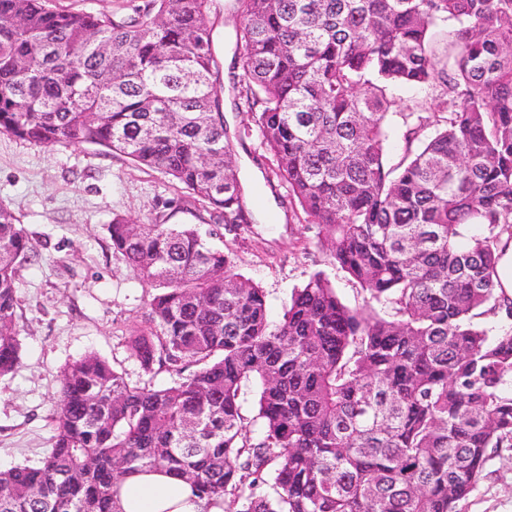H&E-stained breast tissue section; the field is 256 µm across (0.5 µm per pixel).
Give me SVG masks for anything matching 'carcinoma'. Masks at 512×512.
<instances>
[{"instance_id":"cac0c4a2","label":"carcinoma","mask_w":512,"mask_h":512,"mask_svg":"<svg viewBox=\"0 0 512 512\" xmlns=\"http://www.w3.org/2000/svg\"><path fill=\"white\" fill-rule=\"evenodd\" d=\"M212 2L0 0V134L103 147L214 223L112 216V249L152 289L127 340L143 379L96 354L67 364L52 448L0 470V512H121V481L144 469L190 483L204 512H462L512 448V329L474 322L512 321L498 273L512 248V0H234L230 83L289 203L364 294L350 308L316 271L276 323L211 243L252 222L227 160ZM404 87L441 93L437 111L404 115L391 164L386 116ZM33 257L0 206V376L19 362L16 275ZM162 372L174 379L157 388Z\"/></svg>"}]
</instances>
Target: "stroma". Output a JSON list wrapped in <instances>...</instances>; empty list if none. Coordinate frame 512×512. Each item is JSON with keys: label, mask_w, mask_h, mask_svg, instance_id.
Returning a JSON list of instances; mask_svg holds the SVG:
<instances>
[{"label": "stroma", "mask_w": 512, "mask_h": 512, "mask_svg": "<svg viewBox=\"0 0 512 512\" xmlns=\"http://www.w3.org/2000/svg\"><path fill=\"white\" fill-rule=\"evenodd\" d=\"M396 96L398 110L388 117L393 163L400 158L404 114L431 112L437 104L432 90L401 88ZM224 97L225 117L241 132L232 141V155L245 200L262 193L278 218L274 224L253 221L226 241L239 270L264 289L270 319L280 318L293 289L318 270L344 303L361 306L362 295L318 248L316 224L290 205L286 184L267 183L272 157L247 104L229 86ZM180 197L163 174L102 147H42L0 134V204L20 218L35 252L16 279L21 360L0 376V469L37 465L50 451V416L67 363L94 353L138 381L126 341L141 326L148 290L113 253L106 226L116 213L142 220L167 213L172 223L191 222L190 214L169 211ZM462 512H512V448L488 463Z\"/></svg>", "instance_id": "stroma-1"}]
</instances>
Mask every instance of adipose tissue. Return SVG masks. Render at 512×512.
I'll list each match as a JSON object with an SVG mask.
<instances>
[{
  "instance_id": "obj_1",
  "label": "adipose tissue",
  "mask_w": 512,
  "mask_h": 512,
  "mask_svg": "<svg viewBox=\"0 0 512 512\" xmlns=\"http://www.w3.org/2000/svg\"><path fill=\"white\" fill-rule=\"evenodd\" d=\"M123 512H201L200 500L184 481L160 472L127 478L120 491Z\"/></svg>"
}]
</instances>
